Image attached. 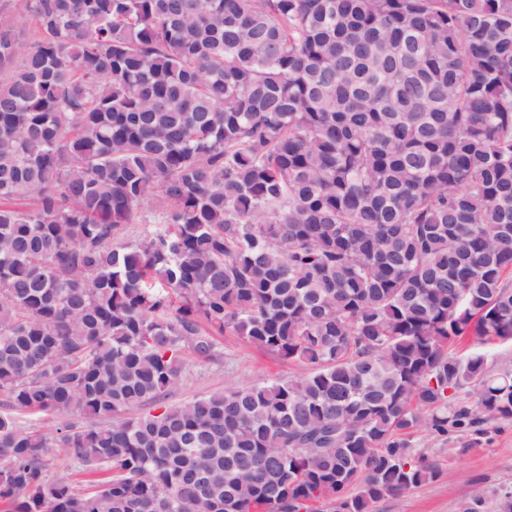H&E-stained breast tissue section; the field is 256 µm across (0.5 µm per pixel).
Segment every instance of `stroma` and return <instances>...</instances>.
Instances as JSON below:
<instances>
[{
  "label": "stroma",
  "mask_w": 512,
  "mask_h": 512,
  "mask_svg": "<svg viewBox=\"0 0 512 512\" xmlns=\"http://www.w3.org/2000/svg\"><path fill=\"white\" fill-rule=\"evenodd\" d=\"M220 356L203 361L186 354L182 381L171 403L183 402L224 390L270 379H288L300 373L299 365L282 360L236 336L216 339ZM465 436L446 438L421 430L413 443L437 464L434 481L396 497H385L374 505L375 512H462L474 491H483L487 512H495L499 494L512 488V422L499 423L489 441L465 448Z\"/></svg>",
  "instance_id": "obj_1"
}]
</instances>
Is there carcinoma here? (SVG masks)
<instances>
[{"label": "carcinoma", "mask_w": 512, "mask_h": 512, "mask_svg": "<svg viewBox=\"0 0 512 512\" xmlns=\"http://www.w3.org/2000/svg\"><path fill=\"white\" fill-rule=\"evenodd\" d=\"M26 9L30 44L0 3V512H373L438 476L418 429L512 420V370L451 350L512 341V0ZM226 332L310 371L168 404ZM48 474L54 477L77 478L73 467L63 448H54L49 458Z\"/></svg>", "instance_id": "1"}]
</instances>
